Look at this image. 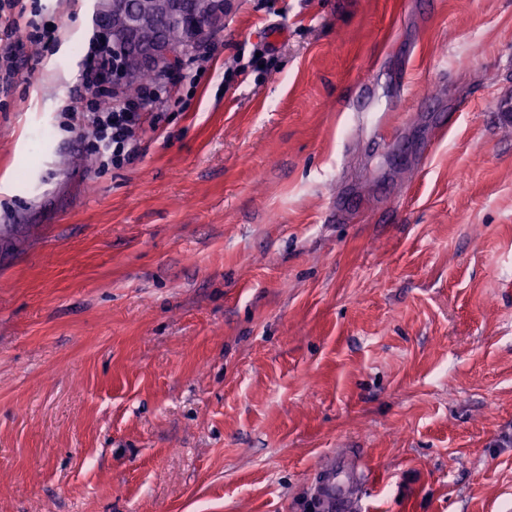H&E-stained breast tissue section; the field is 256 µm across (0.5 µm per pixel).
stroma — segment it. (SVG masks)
Wrapping results in <instances>:
<instances>
[{
  "label": "stroma",
  "mask_w": 512,
  "mask_h": 512,
  "mask_svg": "<svg viewBox=\"0 0 512 512\" xmlns=\"http://www.w3.org/2000/svg\"><path fill=\"white\" fill-rule=\"evenodd\" d=\"M93 5L0 92V512H304L341 448L358 512H512V0H237L105 170ZM378 75L367 78L358 91L351 107L352 112H357L356 122L366 128L364 140L371 152L378 149L384 135L382 129L388 124L390 114L375 95L374 87Z\"/></svg>",
  "instance_id": "35a3bbf8"
}]
</instances>
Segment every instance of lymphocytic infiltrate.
Returning <instances> with one entry per match:
<instances>
[{
    "label": "lymphocytic infiltrate",
    "instance_id": "1",
    "mask_svg": "<svg viewBox=\"0 0 512 512\" xmlns=\"http://www.w3.org/2000/svg\"><path fill=\"white\" fill-rule=\"evenodd\" d=\"M22 3L23 0H0V88L4 90L12 85L19 69L11 43L21 29ZM116 64L111 44L93 38L69 112L75 127L92 128L91 149L101 163L120 167L138 157L142 134L158 130L165 122L172 93L166 85L154 81L142 86L137 97L112 108L103 107L106 78Z\"/></svg>",
    "mask_w": 512,
    "mask_h": 512
}]
</instances>
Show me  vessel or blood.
Wrapping results in <instances>:
<instances>
[{
	"label": "vessel or blood",
	"mask_w": 512,
	"mask_h": 512,
	"mask_svg": "<svg viewBox=\"0 0 512 512\" xmlns=\"http://www.w3.org/2000/svg\"><path fill=\"white\" fill-rule=\"evenodd\" d=\"M374 87V78H367L352 105L357 123L366 128L364 140L372 151L378 149L390 118ZM369 480L359 454L350 448L337 451L317 474L316 495L322 512H352L362 485Z\"/></svg>",
	"instance_id": "1"
}]
</instances>
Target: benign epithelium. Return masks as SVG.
<instances>
[{
  "instance_id": "benign-epithelium-1",
  "label": "benign epithelium",
  "mask_w": 512,
  "mask_h": 512,
  "mask_svg": "<svg viewBox=\"0 0 512 512\" xmlns=\"http://www.w3.org/2000/svg\"><path fill=\"white\" fill-rule=\"evenodd\" d=\"M232 7L234 0H208L206 17L198 20L187 13L183 0H136L133 9L126 0H95L96 26L130 62L125 72L112 76V97L121 95L137 63L160 77L174 73L189 49L224 29V17ZM161 16L182 32V43L172 42L166 30L157 25Z\"/></svg>"
}]
</instances>
